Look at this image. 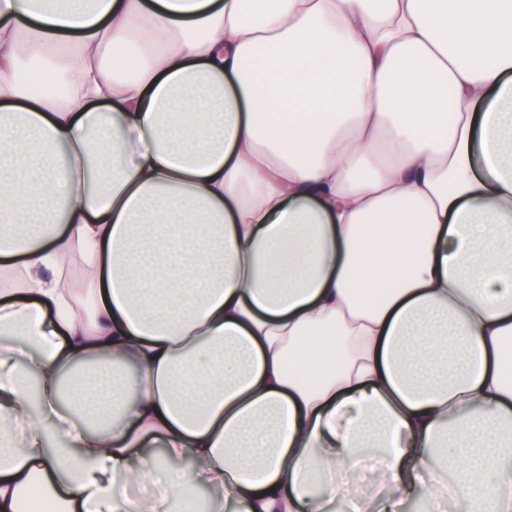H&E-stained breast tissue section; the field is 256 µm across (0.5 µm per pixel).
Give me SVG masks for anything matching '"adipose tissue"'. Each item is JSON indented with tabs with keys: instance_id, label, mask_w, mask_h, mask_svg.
Masks as SVG:
<instances>
[{
	"instance_id": "obj_1",
	"label": "adipose tissue",
	"mask_w": 512,
	"mask_h": 512,
	"mask_svg": "<svg viewBox=\"0 0 512 512\" xmlns=\"http://www.w3.org/2000/svg\"><path fill=\"white\" fill-rule=\"evenodd\" d=\"M0 265V512H512V0H0Z\"/></svg>"
}]
</instances>
